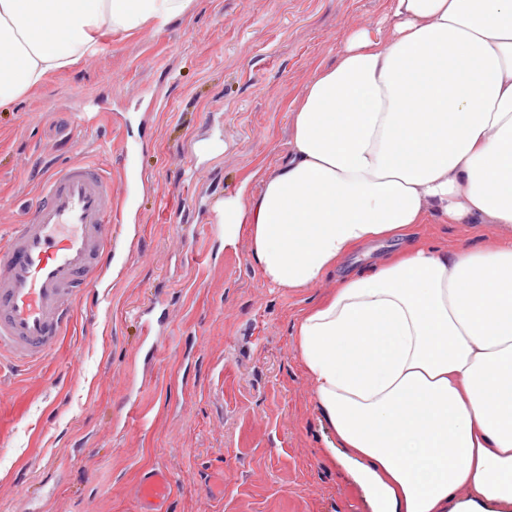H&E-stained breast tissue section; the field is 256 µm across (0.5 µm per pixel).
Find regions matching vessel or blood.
<instances>
[{"label":"vessel or blood","instance_id":"obj_1","mask_svg":"<svg viewBox=\"0 0 512 512\" xmlns=\"http://www.w3.org/2000/svg\"><path fill=\"white\" fill-rule=\"evenodd\" d=\"M127 201L89 162L68 165L44 184L28 217L0 242V357L24 365L45 359L60 342L81 287L112 259L111 225ZM168 471L144 477V512H164L172 491Z\"/></svg>","mask_w":512,"mask_h":512}]
</instances>
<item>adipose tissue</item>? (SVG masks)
<instances>
[{
    "instance_id": "ef3b65f1",
    "label": "adipose tissue",
    "mask_w": 512,
    "mask_h": 512,
    "mask_svg": "<svg viewBox=\"0 0 512 512\" xmlns=\"http://www.w3.org/2000/svg\"><path fill=\"white\" fill-rule=\"evenodd\" d=\"M193 0H0V106ZM392 39L348 32L292 114L288 154L225 197L263 280L302 288L376 242L294 327L329 453L373 512H512V0H389ZM497 224L482 250L419 224ZM468 498H457L459 489Z\"/></svg>"
}]
</instances>
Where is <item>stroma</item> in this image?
Segmentation results:
<instances>
[{
	"label": "stroma",
	"instance_id": "obj_1",
	"mask_svg": "<svg viewBox=\"0 0 512 512\" xmlns=\"http://www.w3.org/2000/svg\"><path fill=\"white\" fill-rule=\"evenodd\" d=\"M388 0H193L161 33L100 52L0 108V238L53 168L93 161L130 196L117 252L44 362L0 360V512H140L142 477H173L167 512H372L326 449L295 351L302 311L336 274L272 288L247 235L212 256L216 209L288 152L302 90ZM221 144L206 157L198 145ZM129 166H122L123 156ZM495 224H421V244L474 250ZM167 309L145 361L139 316Z\"/></svg>",
	"mask_w": 512,
	"mask_h": 512
}]
</instances>
